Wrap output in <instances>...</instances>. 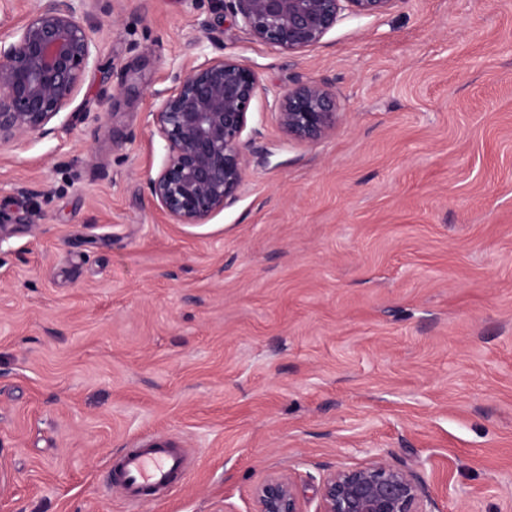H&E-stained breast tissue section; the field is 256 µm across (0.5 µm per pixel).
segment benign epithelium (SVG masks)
Listing matches in <instances>:
<instances>
[{
	"mask_svg": "<svg viewBox=\"0 0 512 512\" xmlns=\"http://www.w3.org/2000/svg\"><path fill=\"white\" fill-rule=\"evenodd\" d=\"M397 0H226L249 36L300 53L319 43L344 11L371 16ZM99 62L93 29L73 0H40L15 40L0 43V147L45 131L74 100L86 69ZM175 87L153 113L167 159L150 179V194L177 224H205L232 204L246 174L244 139L256 72L223 54L174 76ZM273 112L292 139L315 142L336 130L341 107L329 87L298 80L275 97ZM255 512H306L287 474L267 477L254 491ZM316 512H434L424 482L406 466L374 457L337 469L318 486Z\"/></svg>",
	"mask_w": 512,
	"mask_h": 512,
	"instance_id": "1",
	"label": "benign epithelium"
}]
</instances>
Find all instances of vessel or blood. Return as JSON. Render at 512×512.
Returning <instances> with one entry per match:
<instances>
[{
	"label": "vessel or blood",
	"instance_id": "obj_1",
	"mask_svg": "<svg viewBox=\"0 0 512 512\" xmlns=\"http://www.w3.org/2000/svg\"><path fill=\"white\" fill-rule=\"evenodd\" d=\"M112 473L132 504L171 490L185 476L180 456L168 448L128 449L115 463Z\"/></svg>",
	"mask_w": 512,
	"mask_h": 512
}]
</instances>
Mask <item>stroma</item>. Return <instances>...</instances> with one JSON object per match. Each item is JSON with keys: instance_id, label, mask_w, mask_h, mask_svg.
I'll list each match as a JSON object with an SVG mask.
<instances>
[{"instance_id": "1", "label": "stroma", "mask_w": 512, "mask_h": 512, "mask_svg": "<svg viewBox=\"0 0 512 512\" xmlns=\"http://www.w3.org/2000/svg\"><path fill=\"white\" fill-rule=\"evenodd\" d=\"M101 66L0 147V512H254L268 475L381 456L438 512H512V0H395L291 56L222 0H83ZM259 89L236 201L176 224L148 181L176 73ZM342 108L288 138L295 80ZM187 478L131 508L127 448ZM273 112L281 129L294 140L315 142L336 130L342 116L336 95L317 81L297 80L275 97Z\"/></svg>"}]
</instances>
